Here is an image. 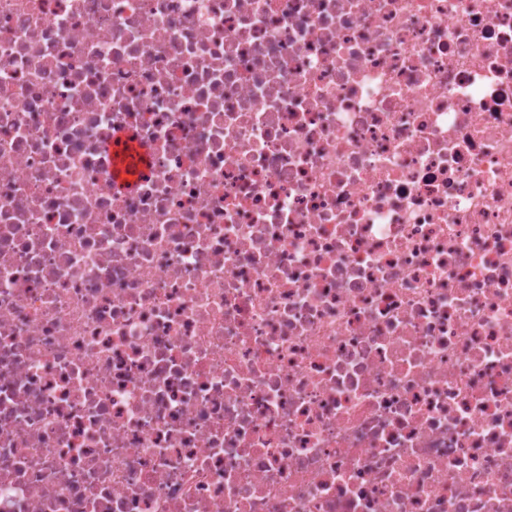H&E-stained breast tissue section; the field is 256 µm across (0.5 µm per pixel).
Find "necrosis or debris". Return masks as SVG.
I'll list each match as a JSON object with an SVG mask.
<instances>
[{
    "label": "necrosis or debris",
    "instance_id": "4bbe7bcc",
    "mask_svg": "<svg viewBox=\"0 0 512 512\" xmlns=\"http://www.w3.org/2000/svg\"><path fill=\"white\" fill-rule=\"evenodd\" d=\"M0 512H512V0H0ZM120 143L122 147L126 145L127 149L125 153H120L118 156L114 179L122 184H130L136 176L137 169L147 162L148 156L144 149L128 139H124ZM128 158H131L132 161L128 162Z\"/></svg>",
    "mask_w": 512,
    "mask_h": 512
}]
</instances>
